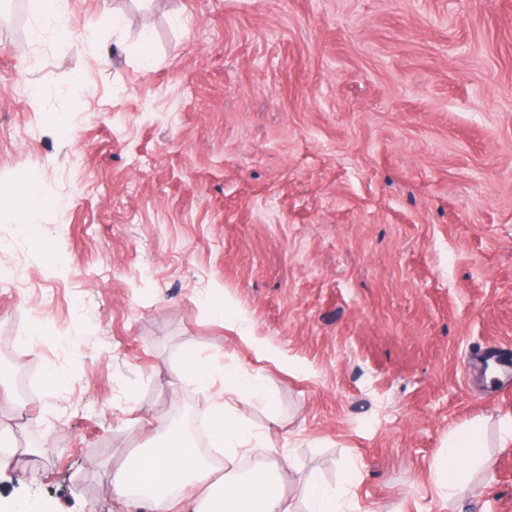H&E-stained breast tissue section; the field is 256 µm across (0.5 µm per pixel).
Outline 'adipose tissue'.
I'll use <instances>...</instances> for the list:
<instances>
[{
  "instance_id": "obj_1",
  "label": "adipose tissue",
  "mask_w": 512,
  "mask_h": 512,
  "mask_svg": "<svg viewBox=\"0 0 512 512\" xmlns=\"http://www.w3.org/2000/svg\"><path fill=\"white\" fill-rule=\"evenodd\" d=\"M210 429L212 440L231 450L251 447L254 439L252 431L223 408L212 414ZM482 443L483 435L476 428L449 436L448 451L438 467V487L443 499H451L461 484L466 467L462 449L478 448ZM255 454L257 462L246 480L228 475L217 479L201 461L194 444L172 434L136 463L120 468L113 478L112 489L123 495L131 486H139L150 500L153 512H182L176 492L188 486L214 489L207 512H291L272 476L273 468L278 465L276 449L259 448Z\"/></svg>"
}]
</instances>
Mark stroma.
<instances>
[{
  "mask_svg": "<svg viewBox=\"0 0 512 512\" xmlns=\"http://www.w3.org/2000/svg\"><path fill=\"white\" fill-rule=\"evenodd\" d=\"M67 0L65 37L0 36V507L151 512L111 489L185 406L236 404L310 512H512V0ZM42 91L40 111L31 108ZM248 329L250 341L240 337ZM213 368L200 385L182 365ZM485 425L442 500L449 434ZM9 192L17 202L21 224H44L43 215L50 208L46 206L33 187L27 185L25 189H21L14 186L9 189ZM44 219L45 222L51 223L54 220V212L48 211ZM225 392L235 395L241 403H249L255 399H269L265 388L256 378L241 382L239 378L225 374ZM305 496L312 504L311 512H343L344 501L336 491L328 489L316 480L305 488Z\"/></svg>",
  "mask_w": 512,
  "mask_h": 512,
  "instance_id": "stroma-1",
  "label": "stroma"
}]
</instances>
